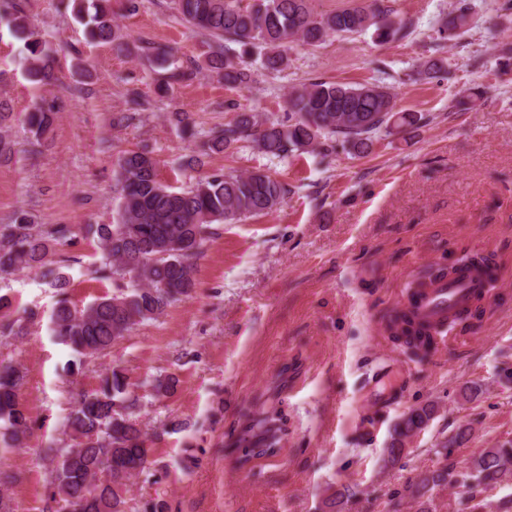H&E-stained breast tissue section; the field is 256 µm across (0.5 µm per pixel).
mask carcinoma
<instances>
[{"mask_svg":"<svg viewBox=\"0 0 512 512\" xmlns=\"http://www.w3.org/2000/svg\"><path fill=\"white\" fill-rule=\"evenodd\" d=\"M77 17L84 21L92 41L119 38L112 23L111 0H80ZM184 20L216 39L240 46H259L265 53L261 68L279 73L288 66V44L300 41L315 46L326 38L352 35L375 28L378 39L399 34L403 26L390 11L373 2L356 4L316 15L308 0H253L246 7L237 0H176ZM467 9L461 7L440 31L454 41L467 31ZM23 41L25 72L34 85L55 80V59L46 43L28 30L22 0H0V27ZM168 79L181 82L193 76L178 65L171 50L153 48ZM210 64L224 70V84L243 88L253 81V71L229 50H218ZM288 121L264 118L251 108H240L220 132L206 135L201 149L186 166L202 163L212 152H224L245 142L256 152L283 158L293 152L314 150L321 141L342 137L355 154L368 152L373 137L394 126L412 127L420 121L414 113L397 109L396 95L382 84L352 86L315 78L288 92ZM53 107L38 106L28 114L29 132L40 138L52 125ZM119 198L112 224H89L84 234L97 238L99 253L95 273L116 283L117 292L97 298L77 309L62 298L50 315L56 338L78 355L93 357L125 336L135 325L156 318L172 301L188 297L196 288L194 259L214 225L234 223L246 216L267 214L281 205L285 186L262 170L241 174L212 173L190 187L175 191L157 178L156 164L147 149L130 151L118 159ZM78 238L67 224H32L26 213L15 223L0 225V273L33 272L63 291L69 277L56 260V246ZM135 263L134 286L125 288L129 263ZM19 373L0 365V427L14 441L28 431L26 415L18 407ZM138 398L122 373L113 369L100 378L97 389L84 395L71 411L67 425L72 446L56 455L51 471L54 493L80 512H125L127 482L148 461L150 448L133 418ZM435 414L431 405L412 408L396 423L384 449V462L396 465L407 453L409 439L421 432ZM260 442L246 431L239 439L241 460L273 455L275 448L259 452ZM476 480L493 485L512 475V448H485L472 461ZM112 471V482H98V473ZM454 483L444 465L420 479L415 492L428 486Z\"/></svg>","mask_w":512,"mask_h":512,"instance_id":"obj_1","label":"carcinoma"}]
</instances>
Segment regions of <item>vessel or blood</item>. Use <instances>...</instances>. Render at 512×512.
Wrapping results in <instances>:
<instances>
[{
	"mask_svg": "<svg viewBox=\"0 0 512 512\" xmlns=\"http://www.w3.org/2000/svg\"><path fill=\"white\" fill-rule=\"evenodd\" d=\"M489 298L486 275L461 265L451 270L447 278L417 282L398 308L413 313L427 327L432 341L438 342L446 339L457 318L475 302Z\"/></svg>",
	"mask_w": 512,
	"mask_h": 512,
	"instance_id": "1",
	"label": "vessel or blood"
}]
</instances>
